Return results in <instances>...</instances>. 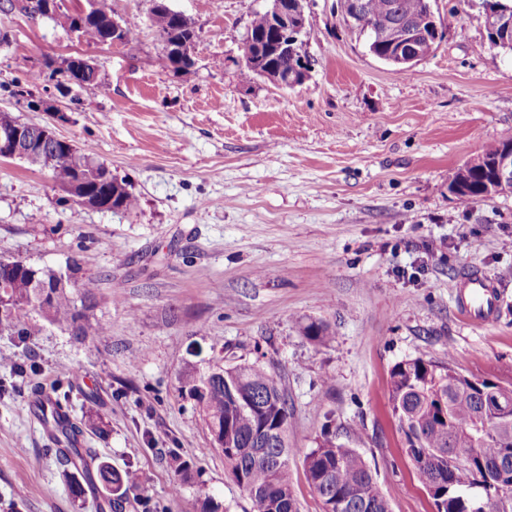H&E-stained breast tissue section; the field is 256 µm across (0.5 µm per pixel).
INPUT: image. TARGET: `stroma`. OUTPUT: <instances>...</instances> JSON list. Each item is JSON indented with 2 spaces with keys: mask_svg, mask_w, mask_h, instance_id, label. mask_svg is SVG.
Masks as SVG:
<instances>
[{
  "mask_svg": "<svg viewBox=\"0 0 512 512\" xmlns=\"http://www.w3.org/2000/svg\"><path fill=\"white\" fill-rule=\"evenodd\" d=\"M308 0L306 81L281 89L240 82L238 47L266 0H169L198 33L195 64L177 71L151 27V0H112L137 19L124 45H96L58 20L0 12V112L51 123L124 179L130 212L78 204L45 170L0 159V257L100 281L95 338L46 327L0 333V357L35 363L41 384L70 383L71 416L95 394L108 428L80 438L139 480L122 512H254L232 481L192 401L187 367L211 357L259 360L281 378L300 512H321L303 458L322 430L356 448L392 512H432L389 407L400 361H454L512 383V194L478 202L448 190V171L512 129V56L491 47L479 0H431L453 28L404 78L366 38ZM92 61L105 89H57L49 63ZM31 80L48 111L14 97ZM495 279L493 323L455 309L470 268ZM326 329L324 342L303 334ZM0 394V512H95L74 501L37 396L13 367ZM193 478L178 483L174 459Z\"/></svg>",
  "mask_w": 512,
  "mask_h": 512,
  "instance_id": "35a3bbf8",
  "label": "stroma"
}]
</instances>
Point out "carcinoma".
I'll return each instance as SVG.
<instances>
[{
    "label": "carcinoma",
    "mask_w": 512,
    "mask_h": 512,
    "mask_svg": "<svg viewBox=\"0 0 512 512\" xmlns=\"http://www.w3.org/2000/svg\"><path fill=\"white\" fill-rule=\"evenodd\" d=\"M96 9L82 19V35L88 41L107 44L112 40V0H95ZM428 0H337L342 19L367 36L369 51L381 60L392 56V43L372 36L385 21L405 23L414 30L421 57L433 54L452 27L455 15L443 22L431 13ZM481 17L491 46L512 53V34L507 35L490 19L512 16V0H480ZM149 21L161 39L192 42L197 33L188 19L164 5L151 8ZM263 12L254 14L249 33L239 47L243 67L239 78L250 83L257 77L256 36L270 31ZM308 59L303 44L286 55L269 58L265 66L291 70ZM67 81L76 85H101L96 71L81 58H67ZM512 148V132L504 133L481 155L470 161L468 174L456 167L448 171V191L479 201L492 183V158L502 149ZM24 161L34 169H47L66 192L78 183L86 195L100 198L113 212L136 208L137 198L125 180L112 175L106 165L95 161L75 146L56 145L49 151H32ZM80 266L72 261L65 283L43 295L31 287L43 278L41 269L19 266L0 279V297L7 299L0 312V331L29 336L43 324L70 329L79 335L106 334V325L91 320L86 310L94 306L99 282L93 277L79 279ZM182 396L193 402L204 426L224 430V463L232 479L252 501L255 512H299L293 492L288 444V407L280 378L261 362L224 367V381L203 387L201 376L190 370L181 378ZM389 401L403 435L406 453L427 488L434 512H512V384H492L480 393L453 366L438 365L424 357L397 363L390 374ZM283 423L282 436L260 443L257 434L268 422ZM107 424L90 408L82 412L79 424L68 422L53 434L58 459L64 464L70 490L80 499L84 484H99L106 495L97 502L98 512H118L128 491L136 484V471L112 468L106 462L95 470L83 464L92 458V448L77 447L80 434H102ZM462 448L479 452L467 466L448 470V457ZM303 465L313 492L322 503V512H392L390 498L378 487L376 474L358 449L336 441L324 432L316 448L307 453Z\"/></svg>",
    "instance_id": "carcinoma-1"
}]
</instances>
